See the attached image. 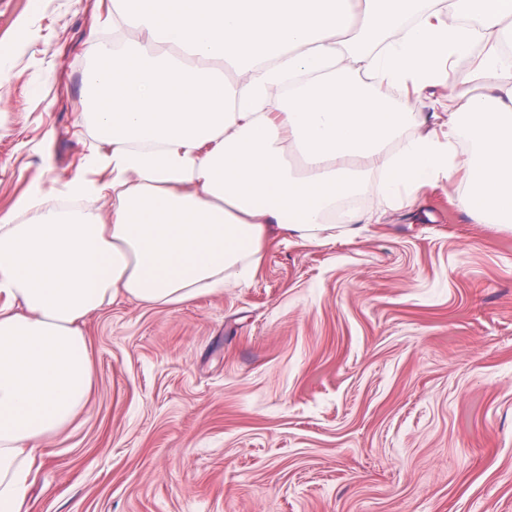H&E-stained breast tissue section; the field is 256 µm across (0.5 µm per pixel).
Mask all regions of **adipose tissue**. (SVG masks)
Masks as SVG:
<instances>
[{
	"label": "adipose tissue",
	"mask_w": 512,
	"mask_h": 512,
	"mask_svg": "<svg viewBox=\"0 0 512 512\" xmlns=\"http://www.w3.org/2000/svg\"><path fill=\"white\" fill-rule=\"evenodd\" d=\"M118 2L114 28L143 37L95 46L111 149L65 190L105 214L38 188L0 214V512H26L39 449L84 408L82 325L116 299L177 308L252 278L272 234L323 238L358 193L397 209L444 180L478 223H512V0ZM406 85L441 87L446 124L418 129L385 92Z\"/></svg>",
	"instance_id": "ef3b65f1"
}]
</instances>
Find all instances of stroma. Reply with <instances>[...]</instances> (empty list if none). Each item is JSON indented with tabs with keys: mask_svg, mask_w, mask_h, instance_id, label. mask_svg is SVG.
Listing matches in <instances>:
<instances>
[{
	"mask_svg": "<svg viewBox=\"0 0 512 512\" xmlns=\"http://www.w3.org/2000/svg\"><path fill=\"white\" fill-rule=\"evenodd\" d=\"M114 0H0V213L102 147L84 74ZM264 249L179 308L84 326L93 391L28 512H512V229L425 186Z\"/></svg>",
	"mask_w": 512,
	"mask_h": 512,
	"instance_id": "1",
	"label": "stroma"
}]
</instances>
